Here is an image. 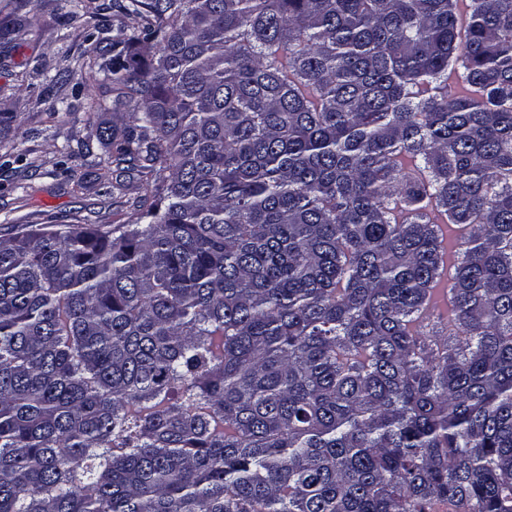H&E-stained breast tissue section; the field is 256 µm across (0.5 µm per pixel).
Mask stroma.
<instances>
[{
	"instance_id": "35a3bbf8",
	"label": "stroma",
	"mask_w": 512,
	"mask_h": 512,
	"mask_svg": "<svg viewBox=\"0 0 512 512\" xmlns=\"http://www.w3.org/2000/svg\"><path fill=\"white\" fill-rule=\"evenodd\" d=\"M97 40L73 0H0V113L21 123L0 131V237L18 224H135L137 172L117 173L98 127L113 107L80 109L82 65ZM73 113L49 118L57 100Z\"/></svg>"
}]
</instances>
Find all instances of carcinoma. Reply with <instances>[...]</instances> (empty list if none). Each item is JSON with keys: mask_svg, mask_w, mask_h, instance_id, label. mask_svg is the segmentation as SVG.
I'll return each instance as SVG.
<instances>
[{"mask_svg": "<svg viewBox=\"0 0 512 512\" xmlns=\"http://www.w3.org/2000/svg\"><path fill=\"white\" fill-rule=\"evenodd\" d=\"M468 4L120 5L84 106L144 223L0 239V512H512V0Z\"/></svg>", "mask_w": 512, "mask_h": 512, "instance_id": "obj_1", "label": "carcinoma"}]
</instances>
